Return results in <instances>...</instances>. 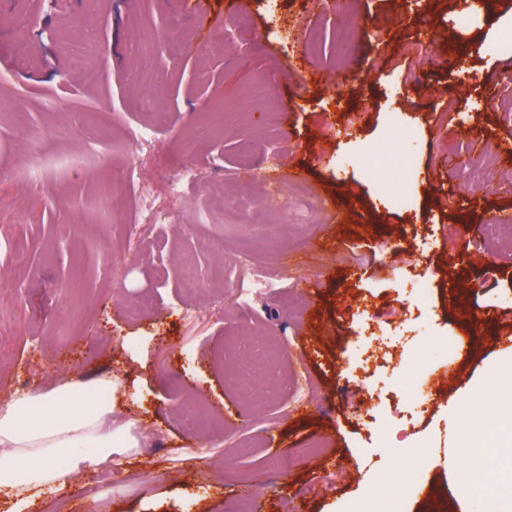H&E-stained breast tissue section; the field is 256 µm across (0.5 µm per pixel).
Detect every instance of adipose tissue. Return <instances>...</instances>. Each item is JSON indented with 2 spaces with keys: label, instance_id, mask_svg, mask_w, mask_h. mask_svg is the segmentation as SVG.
<instances>
[{
  "label": "adipose tissue",
  "instance_id": "ef3b65f1",
  "mask_svg": "<svg viewBox=\"0 0 512 512\" xmlns=\"http://www.w3.org/2000/svg\"><path fill=\"white\" fill-rule=\"evenodd\" d=\"M116 384L109 375L63 380L14 394L0 407V494L10 512H28L37 495L62 490L83 472L138 450L132 424H113L112 403L95 398Z\"/></svg>",
  "mask_w": 512,
  "mask_h": 512
}]
</instances>
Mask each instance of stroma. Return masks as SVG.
Instances as JSON below:
<instances>
[{"mask_svg":"<svg viewBox=\"0 0 512 512\" xmlns=\"http://www.w3.org/2000/svg\"><path fill=\"white\" fill-rule=\"evenodd\" d=\"M238 2L200 0L189 12L162 0H24L21 17L0 0V402L109 373L123 383L114 418L136 420L142 443L112 462L128 482L98 489L90 470L30 512L53 501L80 512L90 487L93 512H240L245 492L252 512H378L419 464L423 494L402 512L436 501L488 512V495L459 494L452 470L480 455L483 419L453 422L449 411L512 397L495 385L512 367V241L484 232L512 216L500 159L512 115L495 107L512 54L490 37L512 0H491L465 27L461 0ZM84 15L98 29L92 86L66 50ZM177 27L190 36L173 48ZM454 38L464 52L452 61ZM151 94L170 115L154 131L139 108ZM284 101L286 129L269 110ZM442 122L456 128L446 142ZM395 124L410 129L408 212L362 165L388 150ZM477 141L491 147L483 181L444 167ZM247 150L256 165L244 188ZM297 167L305 179H291ZM271 169L279 185L266 182ZM180 173L174 198L165 184ZM277 190L295 206L275 219L264 200ZM106 194L109 214L97 206ZM226 194L245 199L242 223H225ZM149 209L169 220L148 230L145 249L133 233ZM245 265L290 278L296 298L238 293ZM403 276L429 280L425 304L398 286ZM452 286L471 322L449 306ZM143 292L152 308L131 317ZM255 334L277 344L288 382L253 412L231 375ZM455 336L470 346L452 361ZM427 376L446 379L436 408L389 435L372 394L407 420ZM195 408L210 428H188ZM315 443L319 456H304Z\"/></svg>","mask_w":512,"mask_h":512,"instance_id":"1","label":"stroma"}]
</instances>
